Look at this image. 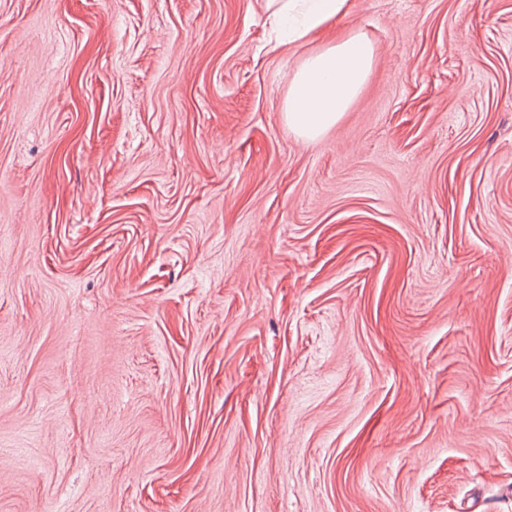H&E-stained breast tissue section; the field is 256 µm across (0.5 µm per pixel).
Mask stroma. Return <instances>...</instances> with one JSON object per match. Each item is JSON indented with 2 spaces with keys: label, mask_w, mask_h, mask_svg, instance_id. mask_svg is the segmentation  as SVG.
<instances>
[{
  "label": "stroma",
  "mask_w": 512,
  "mask_h": 512,
  "mask_svg": "<svg viewBox=\"0 0 512 512\" xmlns=\"http://www.w3.org/2000/svg\"><path fill=\"white\" fill-rule=\"evenodd\" d=\"M267 16L0 0V512H512V0ZM270 24L282 41L326 31L345 13L347 0H268ZM374 50L360 35L328 42L300 66L284 103V119L305 140L323 136L336 125L361 91Z\"/></svg>",
  "instance_id": "stroma-1"
}]
</instances>
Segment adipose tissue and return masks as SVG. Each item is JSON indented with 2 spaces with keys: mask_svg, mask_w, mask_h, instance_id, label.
<instances>
[{
  "mask_svg": "<svg viewBox=\"0 0 512 512\" xmlns=\"http://www.w3.org/2000/svg\"><path fill=\"white\" fill-rule=\"evenodd\" d=\"M347 0H270V23L281 40L325 32ZM374 50L360 35L328 42L300 66L284 103V119L298 137L314 140L336 125L361 91Z\"/></svg>",
  "mask_w": 512,
  "mask_h": 512,
  "instance_id": "obj_1",
  "label": "adipose tissue"
}]
</instances>
